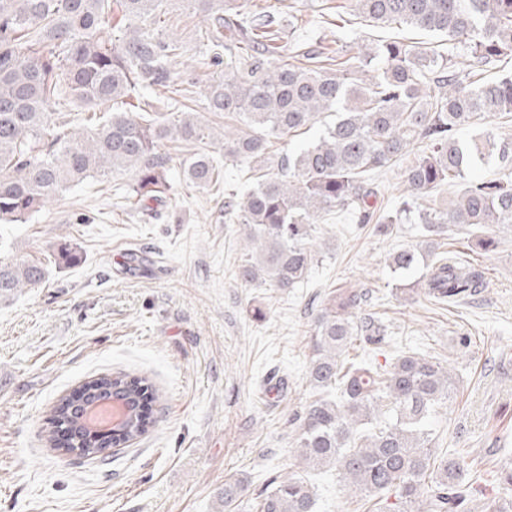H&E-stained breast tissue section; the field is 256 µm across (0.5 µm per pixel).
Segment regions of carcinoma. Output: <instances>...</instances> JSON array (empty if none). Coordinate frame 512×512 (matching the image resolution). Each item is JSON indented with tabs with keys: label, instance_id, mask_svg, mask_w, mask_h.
<instances>
[{
	"label": "carcinoma",
	"instance_id": "1",
	"mask_svg": "<svg viewBox=\"0 0 512 512\" xmlns=\"http://www.w3.org/2000/svg\"><path fill=\"white\" fill-rule=\"evenodd\" d=\"M176 0H0V224H24L49 199L93 173L134 172L127 199L143 217L158 215L171 189L165 139L195 144L206 126L191 113L171 119L163 112H113L94 128L79 113L52 112L51 103L93 108L136 94L151 108L150 91L179 88L184 101L191 82L181 75V46L157 28ZM205 13L207 57L224 66L207 86L205 109L236 122L224 133V159L249 165L256 183L225 205L229 223L247 226L258 257L242 266L248 283L286 290L308 279L314 265L313 227L342 211L358 224L394 225L418 216L425 247H434L445 226L480 228L512 224V142L489 133L468 144L458 131L498 112H512V72L486 80L484 67L512 58V0H350L373 26L399 24L437 32L446 46L385 40L365 48L351 63L341 52H307L305 64L280 63V25L272 11L256 13L248 0H181ZM473 64L459 69L458 46ZM434 85L437 93L428 91ZM328 114L318 142L274 159L268 139L311 128ZM423 152L406 175V192L395 213L372 209L374 177L412 147ZM474 155L494 156L504 175L472 181L456 199L436 208L416 203L438 187L465 179ZM183 176L198 188L219 181L222 169L207 153L181 162ZM420 250L393 254L397 271L415 266ZM43 267L0 261V295L34 288ZM417 286L436 302L454 305L484 287L483 272L463 266L448 252L436 259ZM356 292L331 299L315 317L313 356L307 379L318 397L293 415L298 458L309 468L334 465L351 490L385 512H461L465 460L432 451L438 433L432 417L448 402L453 381L435 358L400 355L387 367L350 361L357 336L382 348L386 325L357 317ZM120 397L131 410L112 443L147 433L144 406L162 399L145 377L118 372L83 388V398ZM82 402L61 398L52 419L75 422ZM91 459L112 456L109 443L82 434ZM240 479L224 482V512L237 507ZM308 483L277 475L257 497L255 512H314Z\"/></svg>",
	"mask_w": 512,
	"mask_h": 512
}]
</instances>
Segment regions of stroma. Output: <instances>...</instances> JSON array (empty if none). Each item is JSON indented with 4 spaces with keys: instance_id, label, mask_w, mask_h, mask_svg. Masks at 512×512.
<instances>
[{
    "instance_id": "stroma-1",
    "label": "stroma",
    "mask_w": 512,
    "mask_h": 512,
    "mask_svg": "<svg viewBox=\"0 0 512 512\" xmlns=\"http://www.w3.org/2000/svg\"><path fill=\"white\" fill-rule=\"evenodd\" d=\"M274 7L284 35L283 59L341 40L346 57L365 39L439 35L408 27H373L347 10L348 0H250ZM206 19L173 8L160 26L183 45L181 70L196 100L214 76L199 43ZM222 160L223 178L199 189L183 180L189 148L163 146L172 158L173 189L160 220L134 216L121 190L131 173L97 174L50 200L24 224L0 226V259L42 264L46 278L0 298V512H224L229 476L246 480L235 512H251L272 474H296L311 485L316 512H369L335 468L300 465L289 422L316 397L306 380L312 356L314 301L366 291L363 313L388 327L376 362L415 351L451 369V399L437 409L440 445L465 457V512L512 499L502 483L512 470V226L475 231L449 225L441 248L483 271L480 293L443 306L416 286L436 261L423 253L407 272L393 254L419 244L421 227L398 225L380 236L337 213L316 224L317 260L308 279L285 291L240 281L256 248L242 225L224 221V199L250 186L247 165L224 162V142L201 144ZM406 153L377 180V204L393 211L405 172L419 157ZM77 244L81 261L61 267L52 251ZM141 262L124 264L126 250ZM262 303L265 316L248 314ZM471 340L461 348L459 337ZM124 371L145 376L165 394L157 426L105 462L48 447V419L57 401L84 382Z\"/></svg>"
}]
</instances>
